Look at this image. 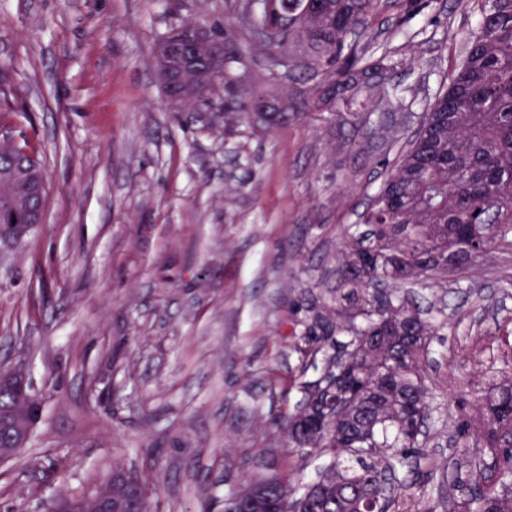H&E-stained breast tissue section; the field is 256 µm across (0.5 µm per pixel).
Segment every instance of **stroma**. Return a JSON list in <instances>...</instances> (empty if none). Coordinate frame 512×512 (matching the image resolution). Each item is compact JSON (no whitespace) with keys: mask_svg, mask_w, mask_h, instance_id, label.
Returning a JSON list of instances; mask_svg holds the SVG:
<instances>
[{"mask_svg":"<svg viewBox=\"0 0 512 512\" xmlns=\"http://www.w3.org/2000/svg\"><path fill=\"white\" fill-rule=\"evenodd\" d=\"M239 0H0V132L33 137L47 169L45 222L0 262V363L44 398L19 460L0 466V512L90 493L119 467L148 512H200L265 470L271 426L300 397L310 304L336 296L345 230L379 190L446 87L478 16L455 0H381L363 43L393 66L360 106L309 108L290 72L288 126L224 132L214 110H173L157 41L189 23L223 32ZM417 54L407 68L403 60ZM42 289L45 306L28 311ZM448 325L429 453L455 460L457 392L512 374V255L438 290Z\"/></svg>","mask_w":512,"mask_h":512,"instance_id":"stroma-1","label":"stroma"}]
</instances>
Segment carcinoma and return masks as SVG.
<instances>
[{
	"mask_svg": "<svg viewBox=\"0 0 512 512\" xmlns=\"http://www.w3.org/2000/svg\"><path fill=\"white\" fill-rule=\"evenodd\" d=\"M478 6L476 29L464 43L448 87L428 109L421 131L386 173L380 192L360 215L367 229L348 234L337 258L336 305L313 306L318 333L307 355L322 356V374L296 410L273 419L286 447L328 460L319 479L293 484L291 474L255 475L224 497V512L240 490L251 488L267 512H338L361 485L362 509L394 512L414 483L448 486V512H512V378L488 381L469 401L454 431L460 461L445 468L427 457L426 431L434 402L431 342L443 324L400 295L407 284L424 285L469 272L491 250L512 252V0H457ZM267 0H245L240 22L258 36L265 55L293 61L296 36L308 37L312 102L353 103L357 89L389 68L387 55H368L349 41L367 27L379 0H280L288 30L269 13ZM245 55L224 32V69ZM224 120L247 119L256 129L288 124L286 112L253 117L258 88L224 77ZM44 165L28 140L0 145V200L17 216L45 208L7 181L19 156ZM347 342L338 354L336 337Z\"/></svg>",
	"mask_w": 512,
	"mask_h": 512,
	"instance_id": "carcinoma-1",
	"label": "carcinoma"
}]
</instances>
